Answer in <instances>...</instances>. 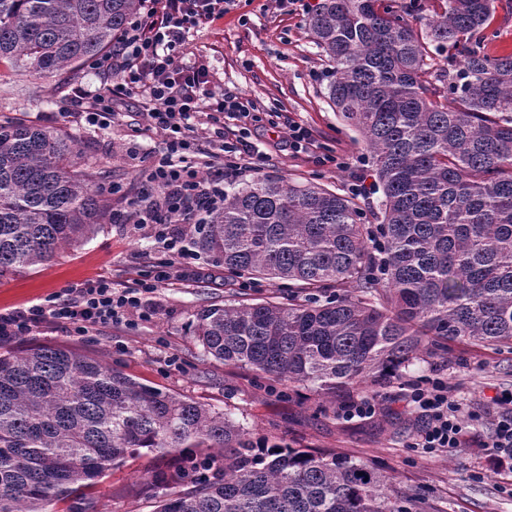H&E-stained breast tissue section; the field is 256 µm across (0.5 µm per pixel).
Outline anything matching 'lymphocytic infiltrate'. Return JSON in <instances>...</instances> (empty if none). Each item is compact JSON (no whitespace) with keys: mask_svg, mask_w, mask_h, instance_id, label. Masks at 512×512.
Returning a JSON list of instances; mask_svg holds the SVG:
<instances>
[{"mask_svg":"<svg viewBox=\"0 0 512 512\" xmlns=\"http://www.w3.org/2000/svg\"><path fill=\"white\" fill-rule=\"evenodd\" d=\"M237 0H142L112 49L93 58L90 69L106 78L104 87L79 91L70 102L69 118L88 125H108L118 105L132 94L142 97L140 113L150 128L166 137V151L146 168V188L129 199L131 216L150 224L170 256L157 274L165 282L178 263L193 257L182 226L193 217L212 214L224 203V177L244 171L262 175L267 152L251 140V127L261 117L252 101L215 92L205 66H186L181 57L191 30L223 18ZM238 132L228 137L225 120ZM205 153V167L191 155ZM155 304L147 289L115 291L107 278L65 289L48 303L0 312V338L26 336L47 323L85 334L135 314L151 316ZM455 385L441 378L417 380L410 400L420 414L419 448L452 452L466 442V421L455 398ZM498 401L505 411L485 442L494 469H512V389Z\"/></svg>","mask_w":512,"mask_h":512,"instance_id":"1","label":"lymphocytic infiltrate"}]
</instances>
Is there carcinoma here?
I'll list each match as a JSON object with an SVG mask.
<instances>
[{
    "instance_id": "1",
    "label": "carcinoma",
    "mask_w": 512,
    "mask_h": 512,
    "mask_svg": "<svg viewBox=\"0 0 512 512\" xmlns=\"http://www.w3.org/2000/svg\"><path fill=\"white\" fill-rule=\"evenodd\" d=\"M501 0H321L307 19L325 94L365 142L384 199L286 175L224 184L191 244L224 279L288 282L286 302L198 311L206 354L327 413L336 396L404 378L465 343L512 350V54L485 51ZM140 0H0V61L74 70L112 46ZM453 49L460 56L444 55ZM76 137L0 119V277L56 259L105 223ZM147 449L153 512H444L341 451L254 445L225 414L65 344L0 353V512H49Z\"/></svg>"
}]
</instances>
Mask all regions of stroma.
I'll return each instance as SVG.
<instances>
[{"label":"stroma","instance_id":"1","mask_svg":"<svg viewBox=\"0 0 512 512\" xmlns=\"http://www.w3.org/2000/svg\"><path fill=\"white\" fill-rule=\"evenodd\" d=\"M307 17L277 8L273 0H241L239 6L191 32L183 58L205 65L215 91L231 90L258 109L287 112L309 125L322 152L352 159L350 169L319 166L306 155L278 151L281 134L259 124L256 145L269 153L266 174L311 179L339 194L347 193L352 174L376 180L370 155L358 133L346 126L322 93L326 59L314 44ZM15 75L0 63V115L21 117L41 126L79 134L82 171L101 184L123 185L129 193L142 187L145 160L162 152L159 132L145 126L135 97L126 98L111 125L65 121L74 89H97L103 81L87 67L41 77L32 93L14 97L8 90ZM168 255L152 227L129 220L108 221L89 242L66 250L33 270L0 278V310L44 302L64 289L105 276L116 290L153 282ZM230 292L224 267L198 254L187 275L158 286L152 295L157 312L136 324L96 327L82 336L46 324L30 335L0 340L1 348L66 343L119 368L139 381L230 414L252 439L286 440L297 448H338L392 476L402 488L436 498L444 512H512V472L488 470L478 441L488 440L503 411L496 397L512 388V353L451 345L447 355L413 366L405 381L375 391L359 388L354 398L371 397L374 415L345 420L317 414V398L307 390L279 396L260 389L251 375L207 356L193 335L197 312L223 303ZM440 376L457 382L456 397L467 420L472 444L459 452L428 455L416 448L419 417L404 396L419 377ZM165 465L153 453L127 459L102 478L91 495L95 512H150L152 502L137 483L139 475Z\"/></svg>","mask_w":512,"mask_h":512}]
</instances>
